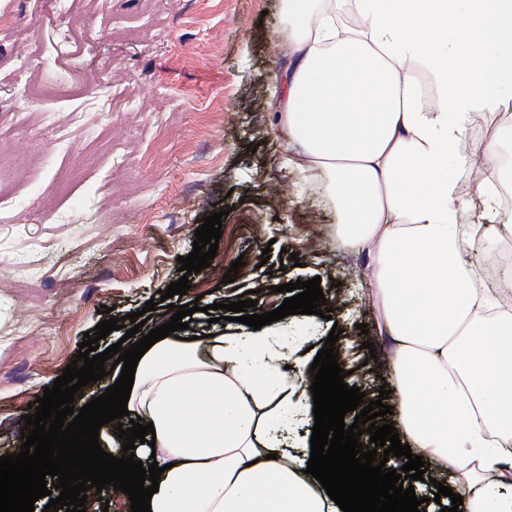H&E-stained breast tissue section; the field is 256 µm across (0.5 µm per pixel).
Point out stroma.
<instances>
[{"instance_id": "obj_1", "label": "stroma", "mask_w": 512, "mask_h": 512, "mask_svg": "<svg viewBox=\"0 0 512 512\" xmlns=\"http://www.w3.org/2000/svg\"><path fill=\"white\" fill-rule=\"evenodd\" d=\"M86 33L63 38L47 0H15L14 28L0 32V156L34 159L5 189L0 211V456L22 441L28 404L52 387L77 355L100 306L115 317L155 301L140 335L172 317V305H199L189 335L230 333L204 309L254 291L256 313L280 307L279 285L320 278L326 299L343 296L331 319L295 328L323 349L332 327L348 386L366 401L392 382L372 374L371 351L391 347L380 335L371 289V257L336 235L338 215L304 187L318 171L284 166L293 144L274 122L261 90L278 77L287 21L281 0H65ZM45 55L44 77L70 86L64 97L14 96L22 54ZM112 87L111 108L82 94L86 84ZM485 255L512 236V209L468 191ZM223 212L215 259L243 260L233 282L208 270L189 275L186 295L159 301L180 279L193 230ZM270 256H263V249ZM290 260H283V253ZM366 324L369 332L359 335Z\"/></svg>"}]
</instances>
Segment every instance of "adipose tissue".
Here are the masks:
<instances>
[{"label": "adipose tissue", "instance_id": "obj_1", "mask_svg": "<svg viewBox=\"0 0 512 512\" xmlns=\"http://www.w3.org/2000/svg\"><path fill=\"white\" fill-rule=\"evenodd\" d=\"M288 44L271 89L300 169L324 176L338 235L372 254L369 299L389 358L401 433L451 480L477 486L465 512H512V314H496L458 175L495 141L474 113L512 104V0H282ZM471 140V139H470ZM295 314L141 357L127 409L153 423L137 458L164 468L151 512H341L274 433L285 408L312 412L314 373L281 350Z\"/></svg>", "mask_w": 512, "mask_h": 512}]
</instances>
